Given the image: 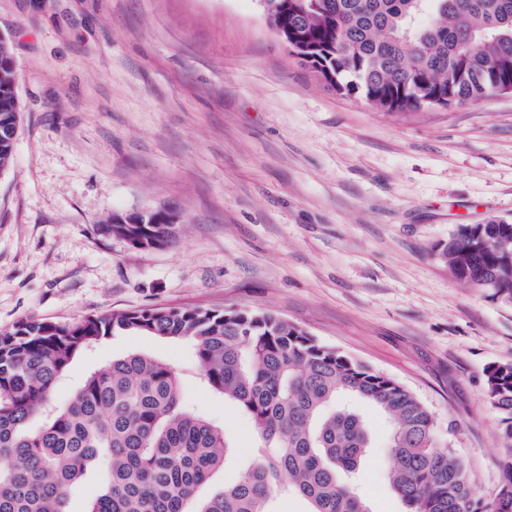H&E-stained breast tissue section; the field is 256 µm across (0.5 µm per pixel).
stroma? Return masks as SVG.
<instances>
[{
	"instance_id": "35a3bbf8",
	"label": "stroma",
	"mask_w": 512,
	"mask_h": 512,
	"mask_svg": "<svg viewBox=\"0 0 512 512\" xmlns=\"http://www.w3.org/2000/svg\"><path fill=\"white\" fill-rule=\"evenodd\" d=\"M23 112L0 172V331L143 307L230 306L288 318L399 381L435 415L477 493L503 483L487 367L512 362V304L439 258L459 224L512 222V97L386 112L336 93L259 0H0ZM168 208L166 247L108 235L112 214ZM177 373L186 406L233 450L197 491L235 481L254 426L212 391L184 344L125 334L55 384L60 407L114 358ZM373 512H403L387 480V419L361 406Z\"/></svg>"
}]
</instances>
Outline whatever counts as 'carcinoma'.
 I'll return each instance as SVG.
<instances>
[{
	"instance_id": "cac0c4a2",
	"label": "carcinoma",
	"mask_w": 512,
	"mask_h": 512,
	"mask_svg": "<svg viewBox=\"0 0 512 512\" xmlns=\"http://www.w3.org/2000/svg\"><path fill=\"white\" fill-rule=\"evenodd\" d=\"M290 52L342 96L388 112L488 99L512 85V0H307L295 15L266 0ZM21 107L9 41L0 38V125ZM15 140L0 136V171ZM105 231L137 250L168 243L166 224ZM459 281L512 303V224H459L439 253ZM137 333L190 344L214 391L254 423L258 454L237 480L191 510L197 489L224 466V429L184 408L172 367L144 353L91 373L40 429L29 421L76 357L101 339ZM501 418L505 481L483 499L463 462L433 436L431 411L397 380L321 344L271 311L146 307L74 323L21 320L0 331V512H66V491L101 458L104 489L86 512H280L285 493L309 512H372L350 477L370 434L358 400L393 420L387 481L405 512H512V362L486 371Z\"/></svg>"
}]
</instances>
